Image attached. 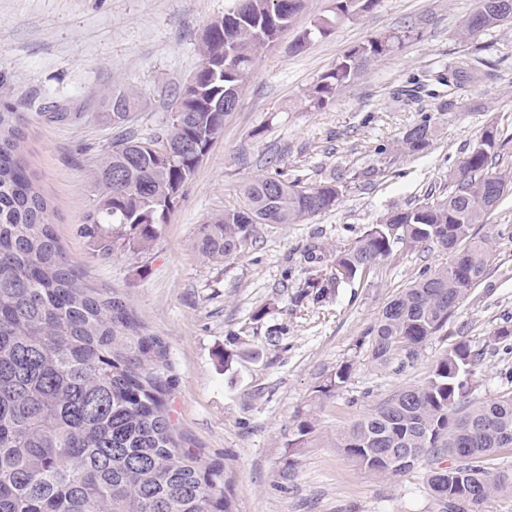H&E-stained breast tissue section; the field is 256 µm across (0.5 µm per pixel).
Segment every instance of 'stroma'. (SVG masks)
<instances>
[{"instance_id": "stroma-1", "label": "stroma", "mask_w": 512, "mask_h": 512, "mask_svg": "<svg viewBox=\"0 0 512 512\" xmlns=\"http://www.w3.org/2000/svg\"><path fill=\"white\" fill-rule=\"evenodd\" d=\"M234 0H0V104L27 121L25 155L52 201L55 232L88 284L126 303L141 335L160 347L166 392L183 447L224 469L233 512H437L423 469L377 478L336 446L354 421L406 386L463 340L482 361L474 398L512 391L501 372L512 350L490 347L493 328L512 323V193L477 235H496L490 275L456 308L447 326L414 357L397 352L374 366L356 343L387 303L425 273L447 265V251L396 244L362 278L319 304L295 306L311 269L310 246L354 243L388 212L448 190V173L487 127H497L496 170H512V25L470 42L459 36L475 0H380L329 35L293 51V32L259 55L224 131L144 254L103 255L84 233L96 188L91 170L115 131L98 119L112 90L137 96L131 127L158 130L172 93L193 74L206 25ZM405 31L401 48L364 69L328 105L305 94L354 46ZM461 57L475 59L442 107L412 90ZM84 113L76 125L41 111ZM430 147L395 155L403 133L422 119ZM351 176L336 209L300 224L256 225L232 259L213 261L195 247L200 224L242 206L247 181L279 176L311 185ZM232 362H225V354ZM345 387L329 398L317 386L345 361ZM313 429L289 455L298 426Z\"/></svg>"}]
</instances>
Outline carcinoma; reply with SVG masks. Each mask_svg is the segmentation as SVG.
I'll return each mask as SVG.
<instances>
[{
  "label": "carcinoma",
  "mask_w": 512,
  "mask_h": 512,
  "mask_svg": "<svg viewBox=\"0 0 512 512\" xmlns=\"http://www.w3.org/2000/svg\"><path fill=\"white\" fill-rule=\"evenodd\" d=\"M305 2L236 0L221 22H210L199 45L197 88L174 91L186 119L176 123L168 115L160 131L141 137L120 114L133 107V94L118 90L108 98L103 118L118 133L93 170L98 193L85 225L105 254L131 243L147 249L157 239L195 176V155L209 152L224 130L226 113L216 102L243 89L260 52L292 26ZM378 2L332 0L330 13L315 21L334 26ZM509 21L512 0H476L460 36L472 41ZM402 42L393 34L354 46L309 90L307 104L325 107ZM222 52L234 58L233 70L204 65ZM465 72V63L451 64L434 81L450 88ZM24 123L22 113L0 109V512H232L222 469L203 465L179 444L165 402V365L147 364L150 340L137 334L120 297L84 283L69 262L52 207L25 160ZM432 136L425 118L406 130L397 150L418 154ZM165 144L173 163L156 159ZM499 148L497 132L487 129L449 175L447 193L386 215L328 260L323 249H309L305 261L316 273L300 285L295 303L330 298L400 241L433 244L450 252L451 262L387 304L358 342L379 365L400 350L414 354L492 270L494 243L476 236L474 226L486 223L504 198L492 182L512 191V176L491 170ZM346 187L339 176L308 186L257 178L245 187L243 207L201 225L196 247L208 258H235L254 225L299 224L334 209ZM479 364V354L457 342L423 383L365 414L336 438V447L377 477L429 466L426 483L438 512H480L498 497H512V470L493 464L494 456L512 451V391L472 398ZM352 371V362L340 364L317 392L339 391ZM402 450L413 461L395 471L387 458ZM446 457L453 465L443 470Z\"/></svg>",
  "instance_id": "cac0c4a2"
}]
</instances>
